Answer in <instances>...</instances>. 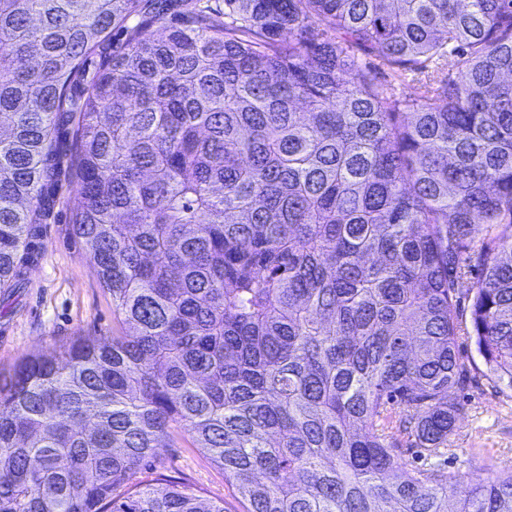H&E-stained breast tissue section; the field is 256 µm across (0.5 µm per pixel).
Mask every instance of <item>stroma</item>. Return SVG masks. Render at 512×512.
I'll use <instances>...</instances> for the list:
<instances>
[{
	"mask_svg": "<svg viewBox=\"0 0 512 512\" xmlns=\"http://www.w3.org/2000/svg\"><path fill=\"white\" fill-rule=\"evenodd\" d=\"M55 205L38 225L35 255L26 288L0 292V369L47 351L78 336L107 337L114 325L112 300L68 224L76 205V181L62 169L50 189ZM467 411L448 446L437 454L417 448L402 451L405 462L449 476L487 479L512 470V391L486 376H477L464 391ZM156 472L183 481L213 500L224 512H244L224 472L178 434L172 446L157 449Z\"/></svg>",
	"mask_w": 512,
	"mask_h": 512,
	"instance_id": "1",
	"label": "stroma"
}]
</instances>
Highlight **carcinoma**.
I'll use <instances>...</instances> for the list:
<instances>
[{"mask_svg":"<svg viewBox=\"0 0 512 512\" xmlns=\"http://www.w3.org/2000/svg\"><path fill=\"white\" fill-rule=\"evenodd\" d=\"M62 128L120 331L0 370V512H224L141 480L179 430L246 512H512L396 453L448 446L459 337L512 390V0H0V288Z\"/></svg>","mask_w":512,"mask_h":512,"instance_id":"cac0c4a2","label":"carcinoma"}]
</instances>
